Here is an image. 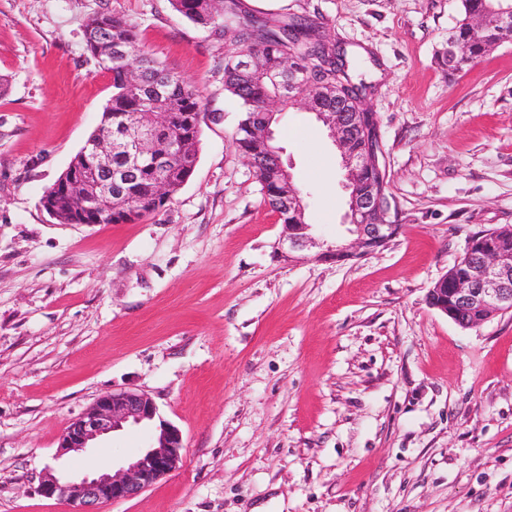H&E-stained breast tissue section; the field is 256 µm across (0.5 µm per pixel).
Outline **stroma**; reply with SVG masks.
Segmentation results:
<instances>
[{
  "mask_svg": "<svg viewBox=\"0 0 512 512\" xmlns=\"http://www.w3.org/2000/svg\"><path fill=\"white\" fill-rule=\"evenodd\" d=\"M460 0H275L318 14L367 65L386 170L379 251L275 254L283 230L233 135L224 40L168 0H0V512H72L45 466L124 465L127 425L83 454L59 437L101 395L148 393L177 468L100 512H512V312L463 329L428 291L469 236L512 225V41L449 76ZM136 22L208 118L193 177L131 224H60L48 186L99 126L110 75L84 48L96 12ZM276 135L314 236L348 240L345 170L315 113Z\"/></svg>",
  "mask_w": 512,
  "mask_h": 512,
  "instance_id": "35a3bbf8",
  "label": "stroma"
}]
</instances>
